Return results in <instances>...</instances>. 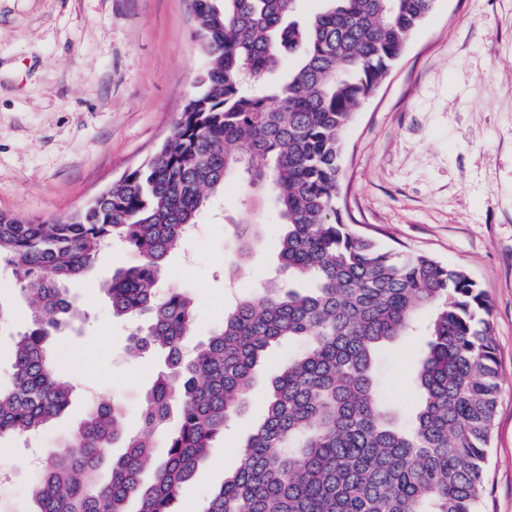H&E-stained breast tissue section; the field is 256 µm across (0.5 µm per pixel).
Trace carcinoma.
<instances>
[{"instance_id":"1","label":"carcinoma","mask_w":512,"mask_h":512,"mask_svg":"<svg viewBox=\"0 0 512 512\" xmlns=\"http://www.w3.org/2000/svg\"><path fill=\"white\" fill-rule=\"evenodd\" d=\"M193 0L204 58L201 92L166 143L70 216L25 221L0 212V265L29 298L28 329L0 384V439L36 433L70 406L75 386L49 350L84 321L68 285L116 245L138 261L101 285L112 316L134 323L133 355H158L140 433L117 402L92 403L42 461L33 512H179L212 441L244 408L255 367L288 341L262 421L241 464L203 512H482L483 465L499 392L491 309L462 268L404 255L356 234L336 208L343 138L358 106L389 75L435 0ZM288 77L267 78L290 58ZM271 199L267 237L278 275L224 309L192 353L193 298L159 294L166 260L224 185ZM263 225H233L240 257ZM417 329L420 403L401 426L373 372L379 350ZM163 435L162 450L154 437ZM121 444L110 476L104 449Z\"/></svg>"}]
</instances>
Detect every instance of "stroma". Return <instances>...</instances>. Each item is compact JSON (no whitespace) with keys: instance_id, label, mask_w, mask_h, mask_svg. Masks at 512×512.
<instances>
[{"instance_id":"35a3bbf8","label":"stroma","mask_w":512,"mask_h":512,"mask_svg":"<svg viewBox=\"0 0 512 512\" xmlns=\"http://www.w3.org/2000/svg\"><path fill=\"white\" fill-rule=\"evenodd\" d=\"M192 0H0V211L26 220L71 215L144 163L198 94L203 60ZM336 206L344 223L383 247L427 254L467 270L486 292L499 371V402L485 462L482 512H512V0H436L389 76L356 111L345 134ZM267 205L229 186L199 218L200 233L169 258L162 284L196 303V338L224 308L254 293L276 261L259 246L241 261L227 230ZM130 255L101 253L69 293L88 317L50 350L66 376L120 403L128 432L155 369L126 353L129 321L113 317L101 283ZM0 379L11 373L27 303L14 270L0 266ZM427 339L401 336L374 373L400 422L419 402L416 372ZM287 347L257 373L243 411L210 450V467L181 490L182 512H201L238 448L263 417L264 395ZM87 410L75 396L39 440H0L15 459L0 512H28L33 458L56 445Z\"/></svg>"}]
</instances>
